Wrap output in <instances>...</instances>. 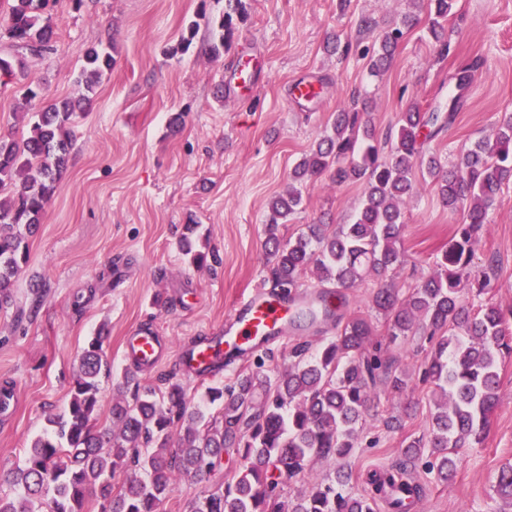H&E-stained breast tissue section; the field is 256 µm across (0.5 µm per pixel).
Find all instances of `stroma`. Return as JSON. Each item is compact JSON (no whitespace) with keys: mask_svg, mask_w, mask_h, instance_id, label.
<instances>
[{"mask_svg":"<svg viewBox=\"0 0 512 512\" xmlns=\"http://www.w3.org/2000/svg\"><path fill=\"white\" fill-rule=\"evenodd\" d=\"M225 0H51L47 15L57 33L54 51L33 55L0 39V56L21 59L15 79L0 85V136H19L15 108L24 88L40 87V104L76 97L85 50L105 48L116 63L95 88L89 112L76 118L71 160L30 237L29 263L15 280L11 305L0 310V383L19 393L14 414L0 415V468L22 462L33 438L59 414L78 368L77 354L99 327L111 376L100 381L103 406H111L127 363L121 343L133 328L148 326L170 348L141 382H180L198 397L205 383L185 377L177 349L190 336L223 325L237 299L270 284L265 249L270 199L286 192L291 171L330 127L337 105L359 94L363 117L378 141L396 131L412 101L441 99V87L463 59L483 65L468 88L454 125L429 141L442 162H458L471 145L491 137L512 114V0H456L446 23L451 54L438 60L428 36L426 0H246L248 16L232 48L220 56L207 46L212 30L200 26L187 53L174 47L198 10L219 17ZM416 13L418 24L400 43L391 68L371 76L362 51L377 46L384 30ZM370 19L371 29L360 22ZM352 44L347 57L331 52L333 37ZM257 63L256 86L242 97L218 100L217 83L237 57ZM300 82L319 86L318 98L293 97ZM183 126L171 133L172 114ZM303 205L285 224L281 239L309 224H346L362 187L333 184L329 177L304 184ZM402 262L388 277L408 288L435 270L437 254L464 217L448 210L430 180L417 179L403 206ZM202 224L215 260L197 268L178 248L188 219ZM476 266L486 268L484 293L468 288V303L490 301L512 309V181L489 210L476 246ZM167 299L153 303L155 294ZM433 348L426 334L399 338L388 355L411 377L404 394L377 382L374 396L399 429L367 414L356 448L343 461H316L319 476L345 467L351 493L362 494L369 472L399 461L405 444L428 435L433 410L420 378ZM501 400L481 442L459 451L457 472L437 481L424 462L412 473L424 494L415 512H512L497 493L496 475L512 464V359L499 368ZM237 466L232 455L204 480L180 479L160 512H187L205 488L223 483Z\"/></svg>","mask_w":512,"mask_h":512,"instance_id":"35a3bbf8","label":"stroma"}]
</instances>
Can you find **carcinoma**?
I'll use <instances>...</instances> for the list:
<instances>
[{
    "mask_svg": "<svg viewBox=\"0 0 512 512\" xmlns=\"http://www.w3.org/2000/svg\"><path fill=\"white\" fill-rule=\"evenodd\" d=\"M453 0H430L434 12L430 33L439 59L448 58L450 43L440 20L448 18ZM46 0H12L7 34L31 54L51 49V20L41 16ZM247 16L245 0H226L217 20L200 9L197 17L217 30L210 52L218 55L235 42ZM418 19L407 15L401 26L385 32L370 56L379 76L394 60L404 29ZM115 59L92 46L78 82L87 94L62 99L29 111L39 91L27 87L16 111L26 127L20 137H0V308L11 300L14 279L28 263V237L41 224L45 207L56 193L69 161L72 125L90 103L89 93L111 74ZM482 66L479 57L459 63L449 81L448 102H416L401 113L387 157L372 143L373 133L358 109L359 96L339 109L331 132L323 135L295 165L292 180L303 182L324 173L336 184L359 183L362 197L352 223L308 224L295 239L281 240L276 225L288 222L302 204L292 186L270 203L269 248L273 290L282 294L317 280L323 317L336 324V335L312 355L300 345L295 361L273 375L264 373L270 355L254 357V368L227 386L206 390V403L193 404L184 387L167 381L141 387L138 370L127 368L123 387L135 385L132 399L119 394L109 409L112 425L98 427L101 410L99 378L110 375L104 352L107 333L87 338L79 354V370L64 411L49 420L51 430L37 435L21 466L0 470V483L18 488L0 496V512H84L88 496L100 500V512H158L175 489L176 476L201 480L232 452L238 462L224 483L207 488L189 504L188 512H375V496L392 492L393 512H404L406 498L423 492L410 483L409 464L432 449L429 467L446 482L456 472L457 450L481 440L499 403V366L512 357V311L485 303L467 306L466 286L485 288L473 258L487 212L502 184L512 178V117L492 137L476 142L452 169L429 153L427 127L439 133L450 127L463 106L460 92L470 86ZM425 167L436 183L443 205L464 207L448 247L436 257L437 271L404 292L392 283L379 284L372 304L384 319L387 336L414 335L420 329L437 338L424 365V380L433 386L435 412L427 438L406 446L404 459L374 472L370 492L347 491L351 474L342 469L318 479L310 464L317 458H343L356 447L360 424L371 406L377 380L401 391L409 375L393 370L395 360L371 347L378 326L362 316L342 319L344 291L380 277L401 262L400 204L414 190L415 168ZM199 224L184 225L180 250L193 266L207 262L199 248ZM125 472L114 490L118 471ZM305 479L306 490L288 497L278 475ZM497 492L512 501V467L497 476Z\"/></svg>",
    "mask_w": 512,
    "mask_h": 512,
    "instance_id": "obj_1",
    "label": "carcinoma"
}]
</instances>
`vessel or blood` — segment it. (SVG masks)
I'll use <instances>...</instances> for the list:
<instances>
[{
  "instance_id": "vessel-or-blood-1",
  "label": "vessel or blood",
  "mask_w": 512,
  "mask_h": 512,
  "mask_svg": "<svg viewBox=\"0 0 512 512\" xmlns=\"http://www.w3.org/2000/svg\"><path fill=\"white\" fill-rule=\"evenodd\" d=\"M232 71L234 77L225 83V92L252 87V71L247 60L237 59ZM317 301L318 292L314 289L289 298L260 286L253 288L234 306L219 335L194 338L182 346L180 364L192 376L216 377L229 370L242 353L256 354L286 340L293 310L316 305ZM162 351L163 339L158 332L142 329L128 336L124 357L152 367L158 364Z\"/></svg>"
}]
</instances>
